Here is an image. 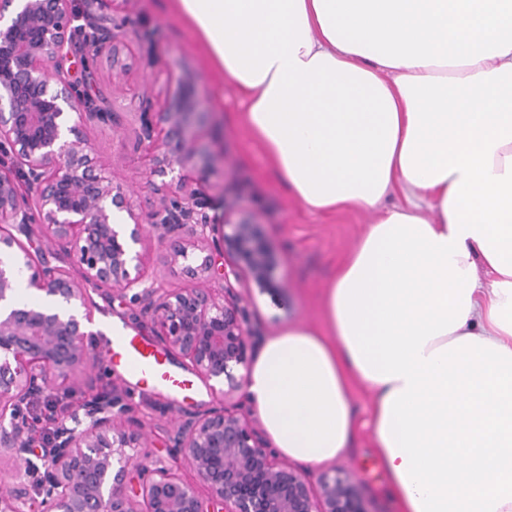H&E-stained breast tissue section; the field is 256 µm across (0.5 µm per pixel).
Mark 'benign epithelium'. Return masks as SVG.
Here are the masks:
<instances>
[{
  "instance_id": "1",
  "label": "benign epithelium",
  "mask_w": 512,
  "mask_h": 512,
  "mask_svg": "<svg viewBox=\"0 0 512 512\" xmlns=\"http://www.w3.org/2000/svg\"><path fill=\"white\" fill-rule=\"evenodd\" d=\"M73 21L71 0H0V457L18 464L9 479L0 477V512H364L348 475L324 473L312 484L278 459L236 404L188 413L171 436L173 453L206 486L205 498L172 468L128 453L147 437L114 391L90 389L48 439L29 416L33 396L64 391L96 366L90 290L129 298L159 341L230 399L244 383L235 368L247 364L251 335L232 281L276 287V259L260 224L248 216L231 220L226 206L221 218L209 215L212 200L189 185L188 172L212 169L217 158L188 135L205 113L182 107L186 79L168 89L160 112L147 98L132 102L139 141L151 151L150 175L171 176L159 185L149 181L159 202L145 218L132 210L124 188L101 174L89 143L66 137L75 132L64 128L67 112L80 122L118 118L94 110L66 78L49 85L47 64L60 71L72 53ZM89 42L112 54V67L124 68V24L92 32ZM115 210L127 212L131 223H112ZM185 228L193 240L172 260L204 287L145 285L143 253L135 246L150 229L162 240ZM25 270L29 288L50 304L15 302ZM213 280L223 281L220 297L206 287ZM39 443L49 452L36 463L29 455Z\"/></svg>"
}]
</instances>
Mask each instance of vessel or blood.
Instances as JSON below:
<instances>
[{
	"label": "vessel or blood",
	"instance_id": "vessel-or-blood-1",
	"mask_svg": "<svg viewBox=\"0 0 512 512\" xmlns=\"http://www.w3.org/2000/svg\"><path fill=\"white\" fill-rule=\"evenodd\" d=\"M108 365L122 367L130 378L144 387H161L176 395L193 392L194 384L172 368L159 352L139 336L120 332L109 341L105 353Z\"/></svg>",
	"mask_w": 512,
	"mask_h": 512
}]
</instances>
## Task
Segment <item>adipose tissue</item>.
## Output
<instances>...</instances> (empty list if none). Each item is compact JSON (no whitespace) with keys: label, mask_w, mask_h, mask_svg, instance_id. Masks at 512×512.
<instances>
[{"label":"adipose tissue","mask_w":512,"mask_h":512,"mask_svg":"<svg viewBox=\"0 0 512 512\" xmlns=\"http://www.w3.org/2000/svg\"><path fill=\"white\" fill-rule=\"evenodd\" d=\"M309 211L369 214L247 402L281 455L355 443L399 512H512V0H170ZM400 204H390L392 194Z\"/></svg>","instance_id":"obj_1"}]
</instances>
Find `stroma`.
Listing matches in <instances>:
<instances>
[{"label":"stroma","mask_w":512,"mask_h":512,"mask_svg":"<svg viewBox=\"0 0 512 512\" xmlns=\"http://www.w3.org/2000/svg\"><path fill=\"white\" fill-rule=\"evenodd\" d=\"M121 13L130 19L136 33L130 41L131 53L126 58L124 74L113 71L107 53L91 51L84 40L76 42L78 55L90 61L91 93L100 94L106 107L120 115L116 126L96 120L77 126L79 134L91 143L105 176L127 191L137 213L145 216L154 209L157 197L148 184L149 156L145 145L138 141V116L129 102L134 97L163 96L170 77L189 76L188 111L209 115L207 122L194 126L193 132L201 147L226 158L214 171L196 174L197 187L219 199L224 195L225 184H239L241 191L234 198L236 207L259 222L276 257V288H253L247 295L254 331L264 340L287 325L319 320L321 295L338 263L368 223V216L354 211L330 217L310 213L272 178L268 158L238 122L241 107L232 87L224 85L210 68L182 19L169 10L167 0H125ZM143 253L147 283L170 291L194 286V279L170 262L169 245L151 238ZM96 302L101 310L94 315L91 343L97 355L105 353V339L99 336V329L115 322L131 328L148 343H155L150 327L136 325L126 301L100 296ZM111 384L126 396L135 416L146 422L148 445L138 449V456L163 460L184 480L197 483L195 473L170 452L168 432L182 413L200 411L215 403V395L199 397L202 381H195V393L183 400L161 388H142L124 374L101 365L75 383L66 398L36 396L31 412L40 417H62L81 400L89 386ZM336 471L346 472L355 480L364 512H397L368 427H361L358 444L349 454L305 469L313 482L321 474Z\"/></svg>","instance_id":"1"}]
</instances>
